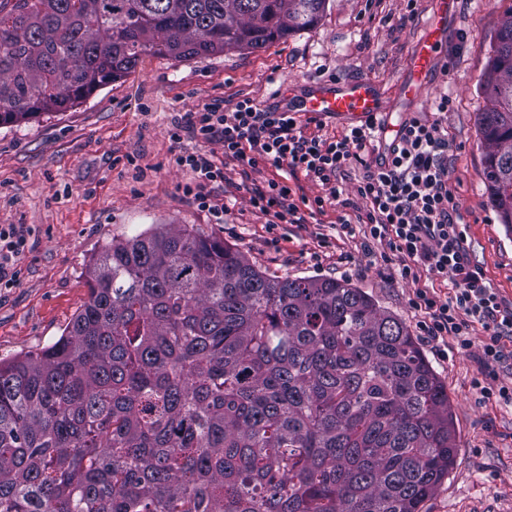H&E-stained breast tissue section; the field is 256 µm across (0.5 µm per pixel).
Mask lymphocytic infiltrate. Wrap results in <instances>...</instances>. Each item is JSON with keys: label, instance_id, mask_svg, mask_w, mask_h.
I'll return each instance as SVG.
<instances>
[{"label": "lymphocytic infiltrate", "instance_id": "lymphocytic-infiltrate-1", "mask_svg": "<svg viewBox=\"0 0 512 512\" xmlns=\"http://www.w3.org/2000/svg\"><path fill=\"white\" fill-rule=\"evenodd\" d=\"M453 108L448 94L434 103L436 118L413 117L399 125L396 137L381 144L375 126H352L338 136L306 133L296 114L277 107L264 108L246 98L233 111L222 112L210 104L185 113L170 131L180 141L191 130L204 144L219 143L224 157L241 169L267 163L286 174H303L328 187L327 196L290 200L292 190L269 179L250 197L252 207L266 216L270 227L303 224L309 215L323 213L326 203L342 208L337 222L344 230L360 226L365 239L385 242L401 258V278L414 272L448 274L453 293L440 301L429 289L415 291L414 305L429 317L424 333L433 339L452 337L462 348L470 347L474 324L489 336L482 346V370L500 364L505 354L501 337L512 335V308L502 307L487 285L482 270L472 265L458 229L461 204L450 185L448 136L441 116ZM174 166L193 173L195 182L185 185L197 207L212 210L206 191L209 184L225 179L223 165L205 149L175 153ZM360 165L363 176L355 199L343 197L335 181L346 167Z\"/></svg>", "mask_w": 512, "mask_h": 512}]
</instances>
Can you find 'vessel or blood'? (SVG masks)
Returning <instances> with one entry per match:
<instances>
[{
  "mask_svg": "<svg viewBox=\"0 0 512 512\" xmlns=\"http://www.w3.org/2000/svg\"><path fill=\"white\" fill-rule=\"evenodd\" d=\"M452 0H437L436 10L415 44L399 83L397 102L413 106L429 87L446 42V22ZM288 109L316 120L367 123L384 117L388 106L379 88L363 79L308 82L301 93H289Z\"/></svg>",
  "mask_w": 512,
  "mask_h": 512,
  "instance_id": "b4317fda",
  "label": "vessel or blood"
}]
</instances>
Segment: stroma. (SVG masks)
<instances>
[{"instance_id": "35a3bbf8", "label": "stroma", "mask_w": 512, "mask_h": 512, "mask_svg": "<svg viewBox=\"0 0 512 512\" xmlns=\"http://www.w3.org/2000/svg\"><path fill=\"white\" fill-rule=\"evenodd\" d=\"M406 0H329L313 30L300 31L256 52L172 61L145 57L127 76L100 87L60 112L0 125V225L26 239L12 285L0 288V359L58 339L88 298L87 266L112 239L184 224L237 248L270 275L318 276L363 289L407 326L448 391L457 452L447 476L422 512H512V406L480 397L473 381L512 383V360L481 375L477 357L488 336L475 328L472 344L426 340L423 312L411 303L415 285L401 278L398 255L386 244L347 234L327 207L307 224L269 228L249 203V190L275 170L261 166L242 178L228 166V182L209 185L214 204L228 205L223 221L197 208L183 188L193 175L170 165L179 149H196L191 134L172 142L184 113L210 103L224 110L250 98L286 106L280 89L319 79H365L392 99L405 63L434 0H417L413 21L402 22ZM512 0H457L448 18L447 52L422 100L389 116L425 115L448 92L454 108L448 131L451 186L462 204L460 229L472 264L506 307H512V229L498 220L482 178L486 155L477 115L490 102L479 87L500 19Z\"/></svg>"}]
</instances>
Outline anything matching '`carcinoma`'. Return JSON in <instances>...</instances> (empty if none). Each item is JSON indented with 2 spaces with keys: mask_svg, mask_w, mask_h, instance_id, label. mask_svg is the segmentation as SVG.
<instances>
[{
  "mask_svg": "<svg viewBox=\"0 0 512 512\" xmlns=\"http://www.w3.org/2000/svg\"><path fill=\"white\" fill-rule=\"evenodd\" d=\"M328 0H0V125L60 112L145 56L256 51ZM512 14L478 113L512 228ZM54 343L0 360V512H421L448 474V391L396 315L268 276L184 225L114 239Z\"/></svg>",
  "mask_w": 512,
  "mask_h": 512,
  "instance_id": "cac0c4a2",
  "label": "carcinoma"
}]
</instances>
